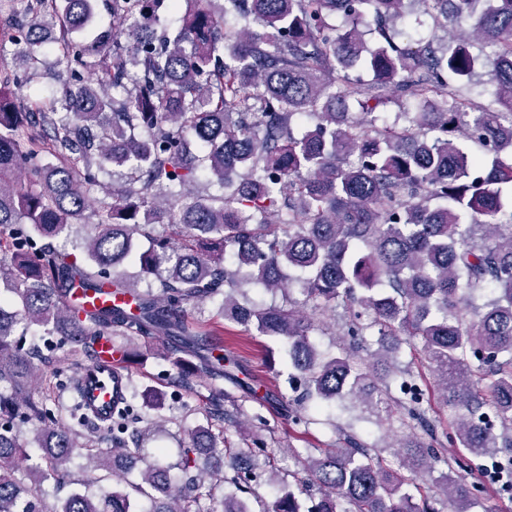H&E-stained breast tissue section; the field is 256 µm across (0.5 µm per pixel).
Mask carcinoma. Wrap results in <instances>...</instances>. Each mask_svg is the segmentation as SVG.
Segmentation results:
<instances>
[{"instance_id":"1","label":"carcinoma","mask_w":512,"mask_h":512,"mask_svg":"<svg viewBox=\"0 0 512 512\" xmlns=\"http://www.w3.org/2000/svg\"><path fill=\"white\" fill-rule=\"evenodd\" d=\"M185 3L176 29L158 31L151 21L177 0H112L116 26L87 41L95 0H0L15 46L0 73V287L16 303L0 304V512H133V493L150 502L144 512H250L239 494L255 493L258 470L276 480L281 449L251 440L224 409L220 382L249 391L246 370L219 331L186 319L217 297L216 317L285 341L293 388L320 403L349 397L379 420L395 403L406 430L392 444L402 469L345 434L303 459L318 490L310 506L288 491L268 512H439L406 487L440 464L450 512H469L455 475L464 464L446 448L473 458L512 448V0ZM413 14L443 38L399 43ZM475 39L486 57L471 52ZM47 42L74 89L26 105L10 86L40 75ZM484 65L495 91L477 104L462 90ZM390 104L402 108L392 121ZM202 172L221 194L195 190ZM60 237L72 251L48 243ZM77 283L127 301L70 309ZM253 289L301 298L264 304ZM338 307L349 343L332 354L311 336L322 330L315 315ZM33 328L70 346L78 368L98 336L165 340L174 382L214 389L181 461L145 458L163 419L128 400L104 450L81 431L82 406L66 422L51 415L35 397L45 359L26 343ZM414 339L417 366H403L401 345ZM428 375L459 412L448 430L405 394ZM17 419L39 450L25 466ZM226 421L252 445L224 447ZM77 456L80 485L105 471L112 489L74 491L56 507L39 499Z\"/></svg>"}]
</instances>
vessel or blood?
Here are the masks:
<instances>
[{
  "label": "vessel or blood",
  "instance_id": "obj_1",
  "mask_svg": "<svg viewBox=\"0 0 512 512\" xmlns=\"http://www.w3.org/2000/svg\"><path fill=\"white\" fill-rule=\"evenodd\" d=\"M128 375L112 350L111 339H103L91 365L77 378L78 396L97 422L109 420L113 407L126 396Z\"/></svg>",
  "mask_w": 512,
  "mask_h": 512
}]
</instances>
